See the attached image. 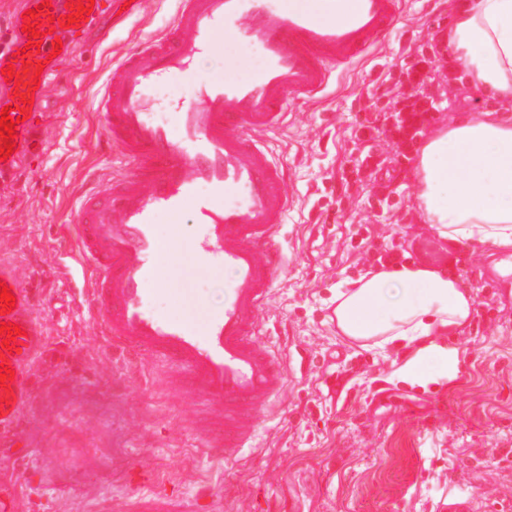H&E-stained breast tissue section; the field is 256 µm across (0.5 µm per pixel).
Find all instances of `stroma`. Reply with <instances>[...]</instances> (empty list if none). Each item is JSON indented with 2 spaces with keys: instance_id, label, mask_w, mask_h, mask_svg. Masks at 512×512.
<instances>
[{
  "instance_id": "stroma-1",
  "label": "stroma",
  "mask_w": 512,
  "mask_h": 512,
  "mask_svg": "<svg viewBox=\"0 0 512 512\" xmlns=\"http://www.w3.org/2000/svg\"><path fill=\"white\" fill-rule=\"evenodd\" d=\"M461 2L403 0L398 22L366 61L319 100L295 101L284 127L263 134L294 199L278 234L285 264L258 313V338L279 356L283 381L262 401L244 447L223 459L206 456L194 403L170 389L166 373L100 336L84 312L87 293L69 274L82 261L79 197L126 164L103 134L97 99L114 62L172 23L177 0H146L109 37L93 33L78 45L46 91L42 154L13 186H0V254L32 288L48 340L29 374L21 444L0 447V479L17 482L19 512H124L137 490L133 470L152 488L183 496L212 487L199 512H447L452 494L470 499L474 512H512V467L497 462L512 449V262L496 271L482 248L450 245L424 223L410 176L419 141L381 135L373 154L382 172L341 191L342 172L360 154L355 130L371 104L369 85L413 61L435 15L449 28ZM257 65L252 50L225 39L197 59L194 80L245 77ZM462 75L451 55L435 64L427 90L442 107L434 126L494 109ZM193 82L153 89L157 121L174 122L173 105L192 100ZM406 256L464 280L481 304L454 340L457 379L425 390L392 383L394 353L348 345L333 318L337 285L376 258ZM224 284L186 266L153 303L172 309L173 293L191 288L218 308Z\"/></svg>"
}]
</instances>
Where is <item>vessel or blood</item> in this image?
I'll use <instances>...</instances> for the list:
<instances>
[{"mask_svg": "<svg viewBox=\"0 0 512 512\" xmlns=\"http://www.w3.org/2000/svg\"><path fill=\"white\" fill-rule=\"evenodd\" d=\"M402 0H180L173 24L113 66L98 110L109 143L121 148L128 170L85 193L78 205L84 226L82 258L90 272L88 311L113 348L174 371L173 390L195 400V429L211 454L240 448L258 401L282 383L280 358L256 339L257 313L270 294L284 256L276 235L292 200L286 175L270 148L256 140L274 133L287 100L314 98L336 76L367 58L401 14ZM28 16L13 15L0 38V108L19 123L0 179L13 176L41 146L39 106L56 73L55 42L71 48L104 12L96 0L81 15L77 0H24ZM40 31L33 44L31 31ZM256 49L264 59L246 80L215 77L197 83L193 99L179 102L174 124L150 117L153 84L192 72L200 54L222 35ZM12 75H3V68ZM207 186L200 196L198 186ZM197 227L192 257L204 275L232 270L223 309L208 311L195 296V313L155 308L151 295L180 259L177 240H161L160 218ZM0 282L15 297L0 303V324L21 334L0 346V368L14 378L0 387V441L13 436L31 402L26 375L47 351L35 297L14 260L0 256ZM197 499L138 491L128 512H197Z\"/></svg>", "mask_w": 512, "mask_h": 512, "instance_id": "1", "label": "vessel or blood"}]
</instances>
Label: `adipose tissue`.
I'll return each instance as SVG.
<instances>
[{
  "instance_id": "adipose-tissue-1",
  "label": "adipose tissue",
  "mask_w": 512,
  "mask_h": 512,
  "mask_svg": "<svg viewBox=\"0 0 512 512\" xmlns=\"http://www.w3.org/2000/svg\"><path fill=\"white\" fill-rule=\"evenodd\" d=\"M448 49L461 59L473 88L497 109L432 132L413 169L416 203L426 223L456 245L478 244L512 254V0H476L459 11ZM336 327L361 348L406 350L393 380L425 386L459 372L449 336L464 328L475 297L460 279L421 265L369 270L337 291Z\"/></svg>"
}]
</instances>
